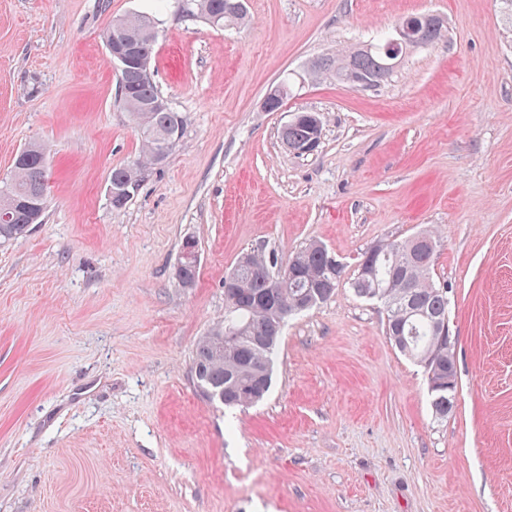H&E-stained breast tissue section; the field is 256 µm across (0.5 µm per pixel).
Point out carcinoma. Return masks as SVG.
Instances as JSON below:
<instances>
[{
  "instance_id": "cac0c4a2",
  "label": "carcinoma",
  "mask_w": 512,
  "mask_h": 512,
  "mask_svg": "<svg viewBox=\"0 0 512 512\" xmlns=\"http://www.w3.org/2000/svg\"><path fill=\"white\" fill-rule=\"evenodd\" d=\"M233 0H194L192 15L213 25L240 23L246 14H232ZM153 20L147 12L112 22L122 25L126 39L136 47V54L125 69L119 70L120 102L137 125L142 151L127 164L115 166L110 174L118 192L112 195V208H123L138 190L142 171L157 165L160 140L170 137V144L180 139L184 117L175 111L147 110L145 106L161 98L150 70L156 37H146L142 26ZM418 23L416 45H429L442 35L443 20H429L412 15L403 23ZM388 43L370 44L345 55L323 58L312 72L332 71L336 78L356 70L383 81L392 69L386 67ZM303 112L285 125L280 137L284 145L304 143L310 126ZM50 189L45 163V149L31 143L16 156L10 177L0 183V212L10 215L0 223V240L24 236L31 225L42 221L37 206H46ZM417 238L392 243L393 252L375 259L363 256L352 287L357 295L383 303L386 310V335L398 350L422 365L427 374L431 407L439 418H446L456 407L457 365L454 343L442 332L441 322L448 318V287L430 277L435 235L431 231ZM271 256L247 252L233 272L239 275L240 288L233 297H225L224 322L217 324L198 341L192 371L199 373L198 393L208 402L221 403L227 410L262 401L272 385L276 352L287 320L329 300L338 288L344 268L330 267L315 243H309L288 257L295 275L281 288L270 287L268 272ZM184 288L195 285L198 266L180 261L177 271Z\"/></svg>"
}]
</instances>
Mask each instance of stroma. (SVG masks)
<instances>
[{"mask_svg": "<svg viewBox=\"0 0 512 512\" xmlns=\"http://www.w3.org/2000/svg\"><path fill=\"white\" fill-rule=\"evenodd\" d=\"M157 19L151 62L186 118L124 209L113 166L140 136L104 34ZM436 14L444 35L354 88L311 66ZM288 83L281 109L266 95ZM317 113L290 152L280 131ZM46 149L43 223L0 244V512H512V20L501 0H247L215 27L181 0H0V179ZM438 240L457 405L437 419L423 367L351 282L373 246ZM196 284L181 287L185 240ZM345 267L289 320L269 395L226 410L193 383L253 250L310 242Z\"/></svg>", "mask_w": 512, "mask_h": 512, "instance_id": "1", "label": "stroma"}]
</instances>
